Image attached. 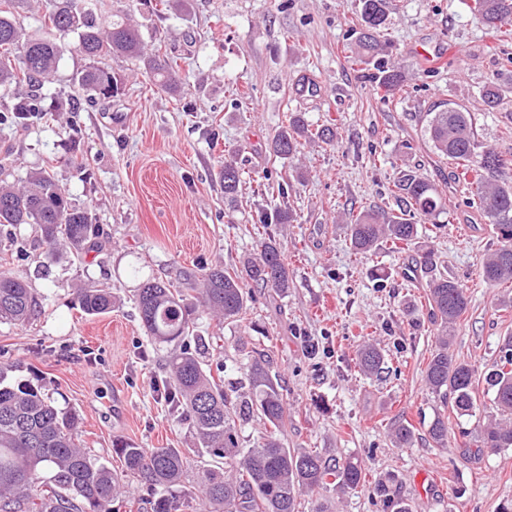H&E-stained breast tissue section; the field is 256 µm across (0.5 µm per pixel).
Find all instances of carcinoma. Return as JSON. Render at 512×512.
<instances>
[{"instance_id": "obj_1", "label": "carcinoma", "mask_w": 512, "mask_h": 512, "mask_svg": "<svg viewBox=\"0 0 512 512\" xmlns=\"http://www.w3.org/2000/svg\"><path fill=\"white\" fill-rule=\"evenodd\" d=\"M486 30L495 34L512 21V0H475ZM30 0H0V85H19L26 92L0 102V125L16 131L29 128L32 119L47 111L52 82L61 60L59 45L30 35L17 21ZM360 29L356 37V62L374 69L372 82L393 95L404 82L401 67L378 60L384 46L378 40L388 19V0H359ZM44 25L77 35L78 51L88 64L74 81L94 100L106 101L121 90L120 80L101 66V60L122 56L141 59L153 79L164 88L176 86L174 60L148 56L138 28L121 15L103 17L80 6L79 0H57ZM425 132L436 154L461 169L469 186L468 204L493 225L498 247L481 264L482 280L495 285L512 281V157L506 158L483 145L470 112L456 103H445L427 113ZM329 128L312 130L304 113L294 112L288 126L271 142L274 156L292 159L299 139L333 142ZM9 151L0 158V226L36 224L49 251L68 248L80 256L97 246L100 226L92 214L65 200L54 174L40 168L26 174L23 185L9 181ZM243 171L232 160L224 161L221 180L224 196L233 199ZM264 186L273 197L288 193V180L265 173ZM398 212L365 209L341 217L350 245L361 254H372L387 242L409 245L419 239L420 226L434 224L446 210V199L418 169L399 166L395 181ZM187 287L174 288L147 278L137 288L136 302L144 333L154 343L170 347V375L161 392L177 421L192 430L199 454L208 457L196 484L206 512H300L301 497L320 489L339 494L355 490L364 479L361 463L318 449H290L280 434L288 427V408L267 355H251L246 364L247 384L226 387L224 379L205 368L209 343L197 334L200 310H210L226 324L244 320L252 290L270 289L280 295L290 288L288 267L279 243L272 237L260 242L257 252L244 259L241 269L202 268L185 275ZM200 295V303L191 293ZM77 299L90 316L112 312L115 297L106 287L80 288ZM429 303L438 327L436 345L425 369V382L443 410L429 425L430 439L448 446V414L476 420L475 454L483 449L512 448V341L500 349L484 375L487 396L496 410L482 414L477 398L474 368L449 352L455 328L468 307L464 289L441 276L429 283ZM40 307L37 296L20 270L0 271V321L23 325ZM384 357L373 343L357 351L365 373L379 371ZM256 416L266 425L260 441L242 445L241 424ZM80 417L62 411L38 387L16 380L12 367L0 365V512H115L114 499L123 476L135 478L141 491L153 498V512H180V494L188 457L182 448H141L133 442L116 445L123 460L122 474L96 463L87 449L75 443Z\"/></svg>"}]
</instances>
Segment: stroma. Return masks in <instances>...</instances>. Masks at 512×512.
Returning a JSON list of instances; mask_svg holds the SVG:
<instances>
[{"label": "stroma", "mask_w": 512, "mask_h": 512, "mask_svg": "<svg viewBox=\"0 0 512 512\" xmlns=\"http://www.w3.org/2000/svg\"><path fill=\"white\" fill-rule=\"evenodd\" d=\"M79 2L128 15L149 50L177 59L182 81L176 90L161 88L142 61L112 57L105 64L121 92L70 111L71 77L86 64L74 35L44 28L56 0H34L21 14L22 27L52 35L62 59L50 86L53 113L22 135L0 126V151L11 150L21 176L51 168L66 200L91 210L101 232L97 249L77 260L65 248L49 253L37 225L0 227V259L24 270L41 300L29 323H0V363L75 410L79 443L110 469L122 467L119 442L193 447L189 428L160 397L166 350L144 334L136 289L147 277L178 288L184 272L241 267L271 235L290 288L255 294L233 326L204 315L198 332L216 339L209 362H222L233 383L244 377L239 342L268 355L288 407V447L361 461L363 484L341 498L327 494L340 512H385L387 496L406 500L412 512H498L512 497V449L466 452L459 431L474 421L453 413L447 447L428 436L440 409L423 378L435 347L429 280L443 275L464 288L468 311L451 351L480 375L512 337V283L482 281L479 267L496 236L469 207L453 162L435 153L425 114L442 102L463 105L480 141L512 155V37L489 41L471 0H389L383 39L406 80L387 96L353 61L358 0H182L162 14L139 0ZM451 41L463 54L439 68L413 55L418 44ZM492 83L499 100L490 111L482 94ZM292 112L304 113L312 128H331L333 145L305 142L295 158H276L270 143ZM228 157L244 171L234 205L220 179ZM399 159L420 169L447 208L436 224L423 225L416 244L356 254L336 217L396 209ZM275 169L290 184L277 204L296 213L297 223L262 222L277 205L262 176ZM98 283L111 286L117 303L111 313L89 316L75 295ZM367 340L384 356L374 376L356 360ZM398 423L414 430L403 448L391 439Z\"/></svg>", "instance_id": "stroma-1"}]
</instances>
